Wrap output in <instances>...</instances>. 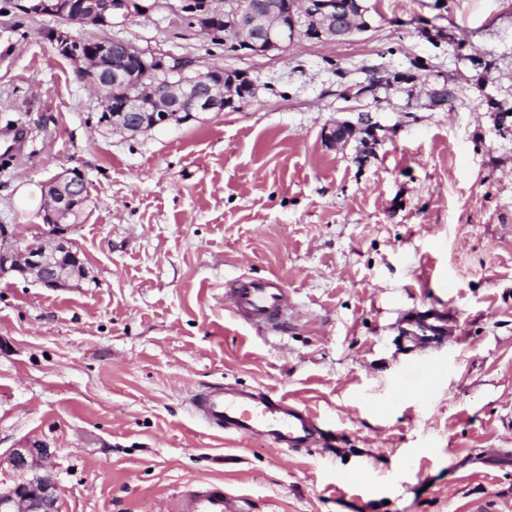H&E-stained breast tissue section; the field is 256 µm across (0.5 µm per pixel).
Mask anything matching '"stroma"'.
<instances>
[{
    "instance_id": "1",
    "label": "stroma",
    "mask_w": 512,
    "mask_h": 512,
    "mask_svg": "<svg viewBox=\"0 0 512 512\" xmlns=\"http://www.w3.org/2000/svg\"><path fill=\"white\" fill-rule=\"evenodd\" d=\"M139 2L107 37L254 95L112 133L57 21L0 0V129L29 131L0 225L45 229L17 187L67 169L87 191L83 276H0V452L50 448L59 512H171L213 478L248 512H512V0H367V31L265 55L188 28L190 0ZM344 120L372 129L331 144ZM241 275L285 281L286 330L225 308ZM417 318L447 342L410 349ZM214 384L307 404L334 452L212 434L189 399Z\"/></svg>"
}]
</instances>
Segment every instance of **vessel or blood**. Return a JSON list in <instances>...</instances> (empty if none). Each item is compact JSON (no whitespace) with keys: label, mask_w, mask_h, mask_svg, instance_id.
I'll list each match as a JSON object with an SVG mask.
<instances>
[{"label":"vessel or blood","mask_w":512,"mask_h":512,"mask_svg":"<svg viewBox=\"0 0 512 512\" xmlns=\"http://www.w3.org/2000/svg\"><path fill=\"white\" fill-rule=\"evenodd\" d=\"M224 304L243 321L272 330L288 324V289L277 277L237 279L224 294ZM194 413L211 431L227 437L263 439L269 447L293 450L331 447L333 432L307 405L261 389L229 391L215 385L191 397ZM173 512H245L219 480L186 486Z\"/></svg>","instance_id":"obj_1"}]
</instances>
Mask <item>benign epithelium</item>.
<instances>
[{
  "label": "benign epithelium",
  "instance_id": "benign-epithelium-1",
  "mask_svg": "<svg viewBox=\"0 0 512 512\" xmlns=\"http://www.w3.org/2000/svg\"><path fill=\"white\" fill-rule=\"evenodd\" d=\"M132 0H21L18 9L29 16L57 18L66 29L51 35V41L61 55L78 63L84 81L97 85L98 71L112 66V95L100 99V109L106 113L103 121L114 133L137 136L172 124H185L202 114L235 109L243 103L235 92L224 91V82L208 81L204 73L194 69V63L164 54L148 53L135 45L104 38L98 47L83 50L81 41L73 36V25L97 28L112 25L116 12L128 14ZM340 14L339 0H289L288 13L281 12L280 0H224V8L205 4L202 10L188 16L190 27L204 33L214 32L213 20H224L225 29L233 34H245L243 52L265 55L304 32L303 22L316 20L315 36L341 40L357 28L354 22L336 27ZM137 60L155 77L152 84L132 86L123 74V59ZM356 130L349 121L336 123L326 134L329 141H342ZM79 176L69 177L64 171L48 184L44 195L43 220L52 221V234L31 241L8 233H0V273H14L29 278L47 288H62L81 270L79 252L65 237L61 223L82 202L67 195L66 187ZM50 449L34 444L12 448L0 454V469L8 466L14 473L15 484L6 492L0 490V512H58V480H48L54 473L48 459Z\"/></svg>",
  "mask_w": 512,
  "mask_h": 512
}]
</instances>
